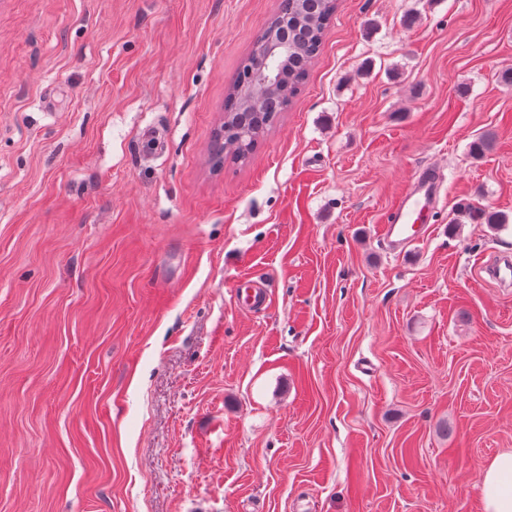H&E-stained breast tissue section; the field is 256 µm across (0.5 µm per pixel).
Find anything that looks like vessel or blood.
Here are the masks:
<instances>
[{"label": "vessel or blood", "instance_id": "obj_1", "mask_svg": "<svg viewBox=\"0 0 512 512\" xmlns=\"http://www.w3.org/2000/svg\"><path fill=\"white\" fill-rule=\"evenodd\" d=\"M441 175L433 166L418 170L385 212L386 233L394 245H407L420 225L430 223L436 208Z\"/></svg>", "mask_w": 512, "mask_h": 512}]
</instances>
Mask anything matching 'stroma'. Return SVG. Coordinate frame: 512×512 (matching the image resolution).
Masks as SVG:
<instances>
[{
  "label": "stroma",
  "mask_w": 512,
  "mask_h": 512,
  "mask_svg": "<svg viewBox=\"0 0 512 512\" xmlns=\"http://www.w3.org/2000/svg\"><path fill=\"white\" fill-rule=\"evenodd\" d=\"M278 4L0 0V512H482L512 221L448 222L512 218V0H339L276 129L213 171ZM441 181L440 172L435 166L421 168L385 212L383 224L395 246L407 245L420 225L430 224ZM457 212L458 215L456 216H459V214L468 216L472 220L489 224L491 229L507 224L509 220L505 213L492 210L488 207H477L470 201L460 203Z\"/></svg>",
  "instance_id": "stroma-1"
}]
</instances>
